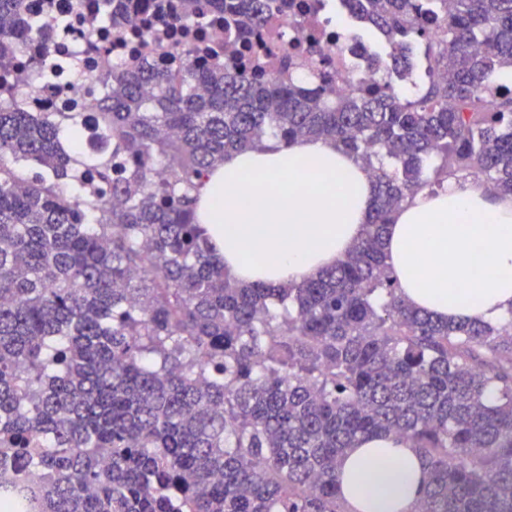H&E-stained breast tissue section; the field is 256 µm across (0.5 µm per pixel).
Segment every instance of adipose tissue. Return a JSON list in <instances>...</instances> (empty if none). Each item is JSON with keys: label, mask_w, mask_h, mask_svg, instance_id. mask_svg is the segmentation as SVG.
Listing matches in <instances>:
<instances>
[{"label": "adipose tissue", "mask_w": 512, "mask_h": 512, "mask_svg": "<svg viewBox=\"0 0 512 512\" xmlns=\"http://www.w3.org/2000/svg\"><path fill=\"white\" fill-rule=\"evenodd\" d=\"M371 179L328 140L236 153L200 187L197 219L225 272L243 283L299 285L341 260L364 234ZM386 261L405 302L443 322L512 315V199L449 183L394 212ZM350 512H415L423 463L394 436L356 443L339 468Z\"/></svg>", "instance_id": "1"}]
</instances>
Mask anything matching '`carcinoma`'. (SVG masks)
I'll use <instances>...</instances> for the list:
<instances>
[{"instance_id":"carcinoma-1","label":"carcinoma","mask_w":512,"mask_h":512,"mask_svg":"<svg viewBox=\"0 0 512 512\" xmlns=\"http://www.w3.org/2000/svg\"><path fill=\"white\" fill-rule=\"evenodd\" d=\"M99 0L100 27L136 26ZM292 0H179L224 14L248 49ZM386 36L391 81L338 96L325 73L273 76L185 45L182 66L115 68L98 112L35 115L0 84V492L33 512H347L339 462L395 435L424 463L418 512H512V316L443 323L407 305L383 252L425 163L512 196V0H346ZM0 0V66L41 31ZM331 139L374 183L363 238L301 285L224 273L197 224L203 179L267 140ZM40 473L30 483L28 469Z\"/></svg>"}]
</instances>
